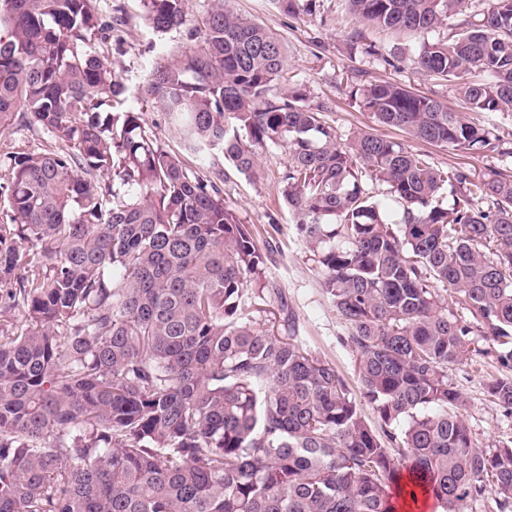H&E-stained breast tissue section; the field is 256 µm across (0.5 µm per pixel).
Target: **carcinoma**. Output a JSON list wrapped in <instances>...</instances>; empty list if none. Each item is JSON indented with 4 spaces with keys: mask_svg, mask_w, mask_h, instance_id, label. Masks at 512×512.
Segmentation results:
<instances>
[{
    "mask_svg": "<svg viewBox=\"0 0 512 512\" xmlns=\"http://www.w3.org/2000/svg\"><path fill=\"white\" fill-rule=\"evenodd\" d=\"M97 2L0 0V136L19 118L53 143L0 155V306L29 318L0 332V512H392L406 474L443 512L489 494L512 512V438L477 447L448 374L491 359L506 374L486 393L512 414V173H446L364 129L339 142L302 89L272 93L283 43L230 0L200 24L187 0H141L154 33L185 30L152 46L139 86L180 142L169 152L140 112L108 110L125 86L89 50L112 39ZM345 3L353 49L379 53L368 29L413 35L414 69L457 82L475 112H512V0H486L477 21L465 0ZM358 104L415 140L512 153L401 83L365 85ZM268 145L288 150L281 194L356 352L362 404L293 322L255 326L268 250L187 167L250 175ZM448 291L469 317L448 314ZM368 185L373 191L372 195H375L376 199L382 203L388 222L390 224H396V222H399L401 219L402 207L399 203L391 199L387 193V186L380 182H374L373 184L370 182Z\"/></svg>",
    "mask_w": 512,
    "mask_h": 512,
    "instance_id": "1",
    "label": "carcinoma"
}]
</instances>
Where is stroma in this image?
<instances>
[{
    "label": "stroma",
    "mask_w": 512,
    "mask_h": 512,
    "mask_svg": "<svg viewBox=\"0 0 512 512\" xmlns=\"http://www.w3.org/2000/svg\"><path fill=\"white\" fill-rule=\"evenodd\" d=\"M124 6V21L112 34V66L127 91L114 102V110L141 106L146 125L159 143L169 151L179 144L168 128L165 114L154 103L138 104V85L143 80L152 57L151 43L175 44L185 39L175 29L155 35L143 22L140 0H101L103 16H111L116 6ZM234 9L252 22L276 33L286 48L287 71L291 83L306 93V102L322 107L325 121L341 138L353 131L369 129L388 139L406 143L415 153L424 155L433 167L443 170L466 168L481 176L489 170L512 171V157L497 154L473 155L433 146L408 137L400 129L379 124L373 114L360 109L351 95L371 82L391 80L415 88L463 113L472 122L483 125L493 134L512 142V112H474L465 109L452 82L415 72L411 59L418 50L417 41L401 35H377L382 55H402L398 68L384 66L380 58L351 51L345 34L355 22L348 14L344 0H316L312 13L289 16L280 11L273 0H232ZM288 153L280 146H269L258 152L254 175L238 173L225 167L218 187L224 204L242 223L250 225L261 245L273 246L267 277L278 289L268 296L264 312L256 316L257 324L272 327L280 323L284 311L294 315L296 334L322 359L334 365L344 376L350 389H357L356 353L340 341L342 326L336 319L319 275V265L305 241L297 237L294 216L284 203L281 176ZM499 367L480 356H473L451 377L462 393L465 406L463 419L475 444L483 449L494 447L499 440L512 437V416L489 398L485 382L497 376Z\"/></svg>",
    "instance_id": "obj_1"
}]
</instances>
